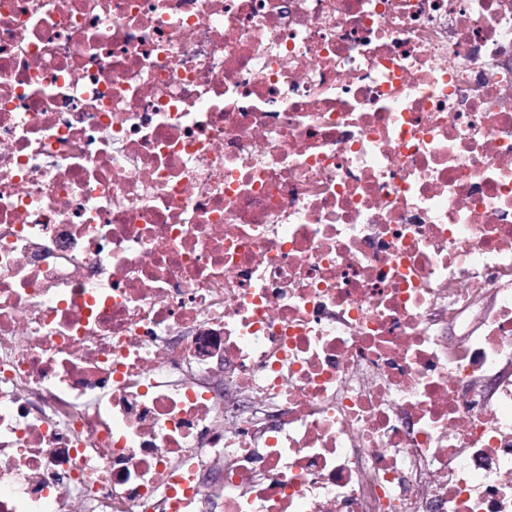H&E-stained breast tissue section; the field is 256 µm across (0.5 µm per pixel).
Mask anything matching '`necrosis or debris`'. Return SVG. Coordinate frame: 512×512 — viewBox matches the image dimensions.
<instances>
[{"mask_svg":"<svg viewBox=\"0 0 512 512\" xmlns=\"http://www.w3.org/2000/svg\"><path fill=\"white\" fill-rule=\"evenodd\" d=\"M0 512H512V0H0Z\"/></svg>","mask_w":512,"mask_h":512,"instance_id":"4bbe7bcc","label":"necrosis or debris"}]
</instances>
